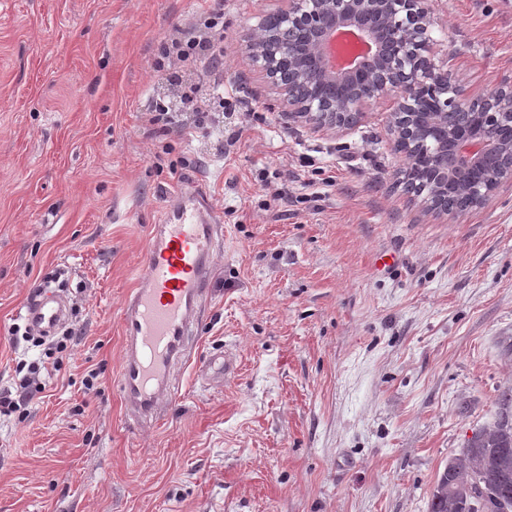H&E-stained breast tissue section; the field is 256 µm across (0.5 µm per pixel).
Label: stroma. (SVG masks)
<instances>
[{
	"mask_svg": "<svg viewBox=\"0 0 512 512\" xmlns=\"http://www.w3.org/2000/svg\"><path fill=\"white\" fill-rule=\"evenodd\" d=\"M282 0H0V512H428L449 459L512 393V182L437 220L396 188L388 102L337 132L289 119L242 36ZM435 63L472 97L512 81V0H433ZM224 28L185 68L199 127L160 59L178 30ZM284 189L276 202L262 174ZM197 184L223 219L192 366L135 430L117 388L120 306L150 224ZM398 265L376 271L377 254ZM50 282L81 336L46 359L14 342ZM235 355L224 383L195 364ZM96 372L94 390L83 381Z\"/></svg>",
	"mask_w": 512,
	"mask_h": 512,
	"instance_id": "35a3bbf8",
	"label": "stroma"
}]
</instances>
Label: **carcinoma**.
<instances>
[{"label":"carcinoma","instance_id":"carcinoma-1","mask_svg":"<svg viewBox=\"0 0 512 512\" xmlns=\"http://www.w3.org/2000/svg\"><path fill=\"white\" fill-rule=\"evenodd\" d=\"M485 133L512 139L503 119ZM429 512H512V417L503 413L475 432L461 452L448 460L433 489Z\"/></svg>","mask_w":512,"mask_h":512}]
</instances>
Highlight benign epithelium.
<instances>
[{
    "label": "benign epithelium",
    "instance_id": "7a95c632",
    "mask_svg": "<svg viewBox=\"0 0 512 512\" xmlns=\"http://www.w3.org/2000/svg\"><path fill=\"white\" fill-rule=\"evenodd\" d=\"M288 6L266 17L259 33L246 34L243 46L253 64L278 90L288 116L316 127L346 130L362 119L371 100H393L398 127L394 147L414 158L415 145L407 135L410 121L431 112L439 122L460 112L467 120L448 133L455 148L457 171L476 173L492 153L502 156L503 176L472 194L468 207L450 210L437 190L410 181L406 168L396 172V186L436 217L458 218L480 207L504 182L512 180V144L494 147L482 136V116L499 113L512 118V84H501L478 98L470 97L453 74L434 63L435 42L430 34V0H287ZM337 31L352 41L351 59L363 46L373 55L357 72L328 71L325 50Z\"/></svg>",
    "mask_w": 512,
    "mask_h": 512
}]
</instances>
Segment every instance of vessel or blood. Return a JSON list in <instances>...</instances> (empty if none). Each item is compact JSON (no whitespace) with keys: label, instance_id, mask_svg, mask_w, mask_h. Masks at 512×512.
I'll return each mask as SVG.
<instances>
[{"label":"vessel or blood","instance_id":"obj_1","mask_svg":"<svg viewBox=\"0 0 512 512\" xmlns=\"http://www.w3.org/2000/svg\"><path fill=\"white\" fill-rule=\"evenodd\" d=\"M221 233L207 195L194 184L170 196L149 229L141 272L120 308L123 358L117 384L134 424L157 421L179 391L177 374L191 357ZM68 317L60 295L42 291L24 306L28 325L45 336Z\"/></svg>","mask_w":512,"mask_h":512}]
</instances>
